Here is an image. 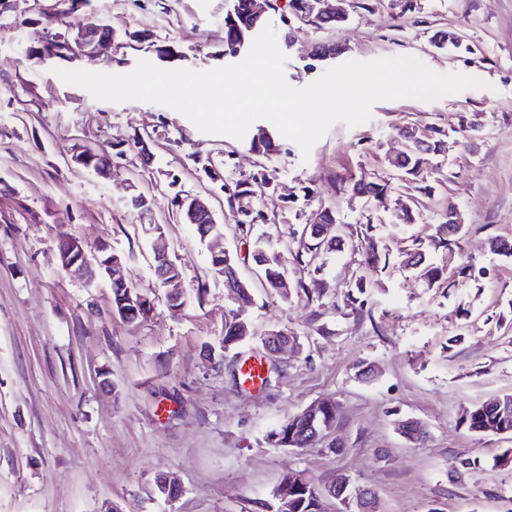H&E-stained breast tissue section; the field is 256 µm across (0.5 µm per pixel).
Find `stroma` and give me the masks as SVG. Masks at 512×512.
I'll list each match as a JSON object with an SVG mask.
<instances>
[{"label": "stroma", "instance_id": "35a3bbf8", "mask_svg": "<svg viewBox=\"0 0 512 512\" xmlns=\"http://www.w3.org/2000/svg\"><path fill=\"white\" fill-rule=\"evenodd\" d=\"M234 3L88 0L62 32L94 20L112 27L114 45L70 66L121 74L141 59L165 69L237 63L242 53L224 51ZM260 3L293 86L351 60L401 56L482 85L436 101H379L368 122L334 124L309 156L282 137L263 157L166 106L99 101L63 82L57 62L34 56L47 35L39 17L58 0H11L0 12V512H261L281 477L298 471L320 485L347 474L383 512H512V466L494 464L512 435L476 434L460 421L463 408L512 392V257L490 246L512 239V0H344L346 19L329 30L296 19L288 0ZM440 32L455 44L437 47ZM327 41L342 53L315 59ZM407 128L442 139L446 151L404 183L388 159L408 150ZM83 146L108 153L110 178L72 163ZM211 160L220 180L203 170ZM262 166L275 188L258 194L269 221L252 234L269 241L289 279L311 275L291 255L294 231L327 208L343 227L338 250L316 261L314 301L266 288L227 207L223 181ZM351 175L392 188L369 199L341 193ZM177 193L208 199L224 226L221 247L238 257L245 305L226 300L210 271L213 244L171 206ZM137 194L148 197L146 211L131 208ZM412 198L415 221L401 223ZM451 208L466 233L431 253L447 283L432 288L397 269L375 276L360 310L348 306L363 224L396 253L427 241ZM159 233L183 271L177 311L153 276ZM65 235L110 242L150 300L149 317L126 322L112 313L108 281L71 279L56 259ZM234 310L257 334L285 330L301 345L276 357L263 388L233 378L261 351L255 341L223 349ZM365 364L374 375L362 381ZM323 399L339 413L315 447L268 441L280 421ZM403 420L421 423L426 439L410 443L397 429ZM167 476L179 489L171 501L157 489Z\"/></svg>", "mask_w": 512, "mask_h": 512}]
</instances>
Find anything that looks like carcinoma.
Here are the masks:
<instances>
[{
  "label": "carcinoma",
  "instance_id": "obj_1",
  "mask_svg": "<svg viewBox=\"0 0 512 512\" xmlns=\"http://www.w3.org/2000/svg\"><path fill=\"white\" fill-rule=\"evenodd\" d=\"M260 24V18L254 14L252 0H236L234 10L224 17V47L229 52H235L243 46L248 35ZM250 148L254 152L266 157L278 151L275 137L262 129L253 135ZM445 151V144L441 140L414 137L411 148L399 159L391 163L393 169L402 177L407 178L416 174L419 166L429 160V157ZM273 182V175L265 168L245 178L236 180L231 184H224L228 192L227 204L234 214L235 222L243 237L251 234L252 227L258 223L266 222L265 214L253 206V199L258 192L269 188ZM343 190L353 195L369 198L386 192L389 184L385 182L367 181L362 178L342 182ZM336 223V214L327 210L322 214L320 229L314 231L303 226L298 238L297 251L294 260L307 267L314 264L320 252L336 250V240L322 235V228ZM463 234V225L450 224L443 221L437 225L436 234L429 239V243L419 242L414 247L399 252V266L417 272L428 285L433 286L443 277V270L432 265L428 260V249L445 248L460 241ZM363 259L361 261L362 273L355 276L351 287L363 289L367 287L368 276L389 267L391 263L389 250L380 246L378 240L368 233H363L360 239ZM252 258H261L264 262V277L266 286L273 291L279 290L284 277V271L279 258L267 253L262 242L256 240L252 244ZM143 301L142 295L133 284L112 285V312L119 315L124 309L133 311L129 321L135 322L147 316L149 309L142 308L139 303ZM255 333L251 324L234 313L231 319L224 324V348H229L254 338ZM499 402L509 407L508 416L500 414V409L493 404H476L470 410L467 418L462 420L463 425L470 432L479 433L482 429L496 425H504V429L512 434V393L501 395ZM270 440L274 445L283 448H310L317 444L313 440L312 432L304 421L293 415L283 421L270 433ZM315 483H310L306 489H293L289 492L292 512H319L320 502L313 496Z\"/></svg>",
  "mask_w": 512,
  "mask_h": 512
}]
</instances>
